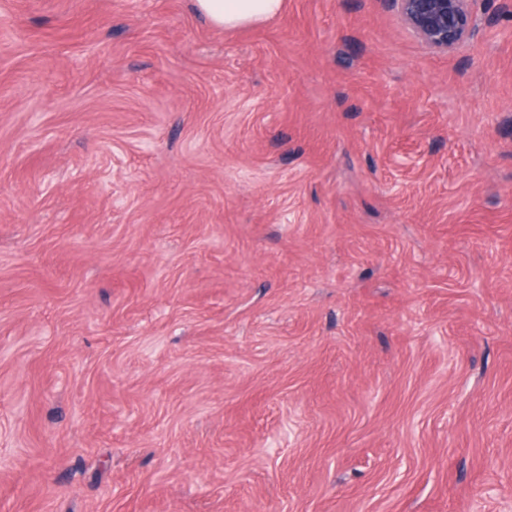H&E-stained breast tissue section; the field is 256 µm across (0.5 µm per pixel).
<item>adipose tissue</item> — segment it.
Wrapping results in <instances>:
<instances>
[{"label":"adipose tissue","mask_w":512,"mask_h":512,"mask_svg":"<svg viewBox=\"0 0 512 512\" xmlns=\"http://www.w3.org/2000/svg\"><path fill=\"white\" fill-rule=\"evenodd\" d=\"M285 0H193L196 13L218 29L257 24L280 14Z\"/></svg>","instance_id":"1"}]
</instances>
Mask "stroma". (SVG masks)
I'll return each mask as SVG.
<instances>
[{"label": "stroma", "instance_id": "obj_1", "mask_svg": "<svg viewBox=\"0 0 512 512\" xmlns=\"http://www.w3.org/2000/svg\"><path fill=\"white\" fill-rule=\"evenodd\" d=\"M0 0V512H512V0ZM285 0H193L196 13L218 29L257 24L283 10ZM476 0H387L406 26L429 48L445 51L469 38Z\"/></svg>", "mask_w": 512, "mask_h": 512}]
</instances>
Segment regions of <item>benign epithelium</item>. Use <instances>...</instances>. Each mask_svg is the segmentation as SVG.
Here are the masks:
<instances>
[{
    "label": "benign epithelium",
    "mask_w": 512,
    "mask_h": 512,
    "mask_svg": "<svg viewBox=\"0 0 512 512\" xmlns=\"http://www.w3.org/2000/svg\"><path fill=\"white\" fill-rule=\"evenodd\" d=\"M406 26L429 48L448 51L475 28V0H387Z\"/></svg>",
    "instance_id": "benign-epithelium-1"
}]
</instances>
